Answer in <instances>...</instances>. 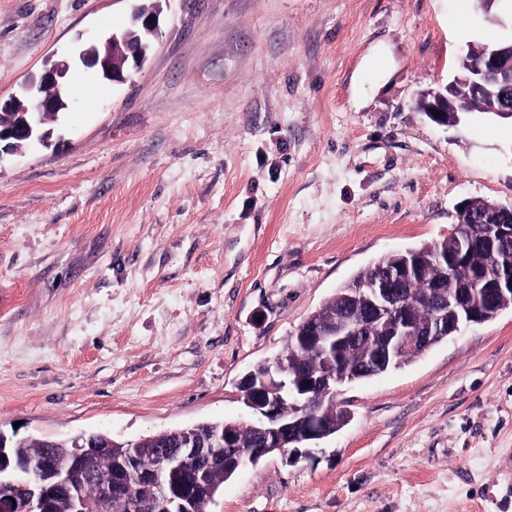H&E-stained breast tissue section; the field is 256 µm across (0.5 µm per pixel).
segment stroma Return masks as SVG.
<instances>
[{"instance_id":"1","label":"stroma","mask_w":512,"mask_h":512,"mask_svg":"<svg viewBox=\"0 0 512 512\" xmlns=\"http://www.w3.org/2000/svg\"><path fill=\"white\" fill-rule=\"evenodd\" d=\"M131 0H0V99L65 60L49 146L0 156V433L244 421L240 381L351 277L512 204V124L422 92L512 0H164L127 81L79 61ZM94 93L86 105V93ZM350 422L207 512H512V308L345 387Z\"/></svg>"}]
</instances>
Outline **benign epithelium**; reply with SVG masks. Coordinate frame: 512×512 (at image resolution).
Wrapping results in <instances>:
<instances>
[{
    "mask_svg": "<svg viewBox=\"0 0 512 512\" xmlns=\"http://www.w3.org/2000/svg\"><path fill=\"white\" fill-rule=\"evenodd\" d=\"M159 17L157 10L139 6L133 13V27L154 37L160 28ZM130 38L129 32L119 36L114 34L102 51L94 45L89 46L81 54V61L104 78L123 82L128 66L142 67L149 48L145 43L134 55L126 54L123 46ZM68 71V63L57 62L43 72L34 104L35 120L31 118L29 107L17 98L0 104V111L15 114L14 126L0 131V140L6 141L0 146V155L16 151L34 140H47V132L40 131L39 126L56 116L64 105L61 90ZM462 86L472 87L489 98L500 97L502 105L494 113L502 119L512 120V105L506 102V90L512 89V42L484 51L480 65L474 66L466 58H460L458 74L451 82L421 94L425 115L439 125L459 123L462 115L470 113V109L456 103L457 91ZM436 111L440 115H434ZM492 209L493 212L480 216L482 236L477 240L459 239V251L470 252L478 245L500 249L501 245L512 241V205L494 204ZM498 261L502 265L491 282H486L479 272L471 271L469 296L444 297L425 336L414 328L408 300L400 290L404 280L420 274L417 260L411 253L400 255L396 265L382 268L373 279L355 288L364 301L362 309L348 311V316L336 320L335 325L326 329L314 323L304 324L301 341L318 356V364L327 366V370L316 369L299 378L289 371L288 361L278 355L270 361L265 373L248 375L242 380L245 408L251 425L261 433V447L238 455L235 468L242 470L256 465L272 448L279 449L286 462L295 463L324 439L319 398L334 397L341 386L354 381L353 377L339 373L333 366L344 348L359 343L364 321L382 326L385 332L382 344L371 356L375 365L384 368L398 365L406 349L427 346L434 336L449 338L464 324L486 321L487 313L479 304L485 288L492 287L497 295H512V253L501 249ZM285 400L297 409V414L283 417L281 407ZM232 447L234 442L227 433H202L187 428L182 430L180 448L173 452L162 450L151 459L132 452L121 468L155 488L152 512H200L198 498L187 493L175 481V475L191 464H198L203 456H222L224 449ZM17 487L16 483L0 480V512H34L37 506L42 512H49L48 501L36 503L17 493ZM114 500L125 512H140L132 485L127 481L105 484L101 499L96 503L87 502L76 492L71 494L73 512H112Z\"/></svg>",
    "mask_w": 512,
    "mask_h": 512,
    "instance_id": "obj_1",
    "label": "benign epithelium"
}]
</instances>
